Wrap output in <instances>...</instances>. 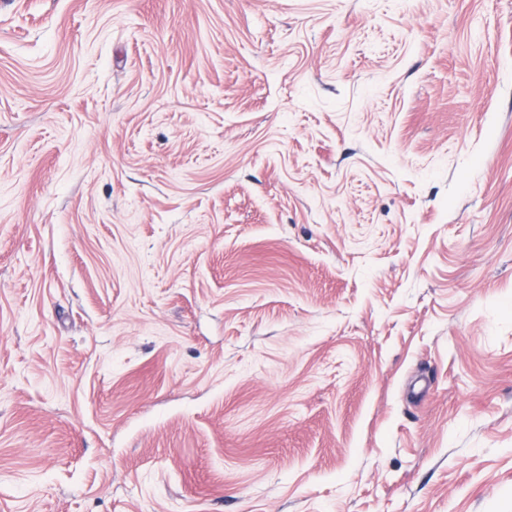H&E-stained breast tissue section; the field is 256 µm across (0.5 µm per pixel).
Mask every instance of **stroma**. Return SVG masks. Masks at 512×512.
I'll list each match as a JSON object with an SVG mask.
<instances>
[{"instance_id": "1", "label": "stroma", "mask_w": 512, "mask_h": 512, "mask_svg": "<svg viewBox=\"0 0 512 512\" xmlns=\"http://www.w3.org/2000/svg\"><path fill=\"white\" fill-rule=\"evenodd\" d=\"M0 512H512V0H0Z\"/></svg>"}]
</instances>
